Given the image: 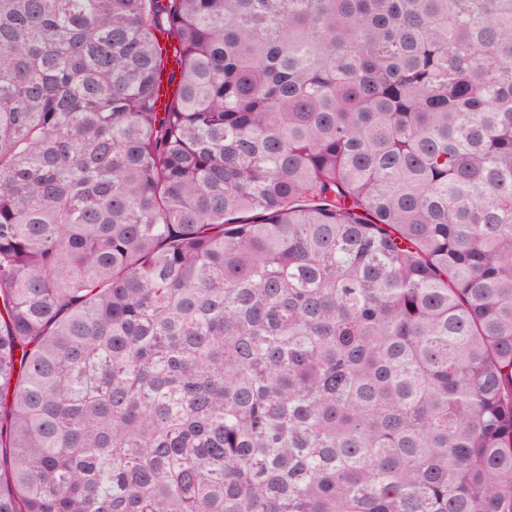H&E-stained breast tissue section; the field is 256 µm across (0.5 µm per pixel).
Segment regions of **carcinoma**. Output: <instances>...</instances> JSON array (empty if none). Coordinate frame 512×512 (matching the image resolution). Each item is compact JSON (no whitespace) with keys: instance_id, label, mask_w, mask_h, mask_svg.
I'll use <instances>...</instances> for the list:
<instances>
[{"instance_id":"carcinoma-1","label":"carcinoma","mask_w":512,"mask_h":512,"mask_svg":"<svg viewBox=\"0 0 512 512\" xmlns=\"http://www.w3.org/2000/svg\"><path fill=\"white\" fill-rule=\"evenodd\" d=\"M0 512H512V0H0Z\"/></svg>"}]
</instances>
